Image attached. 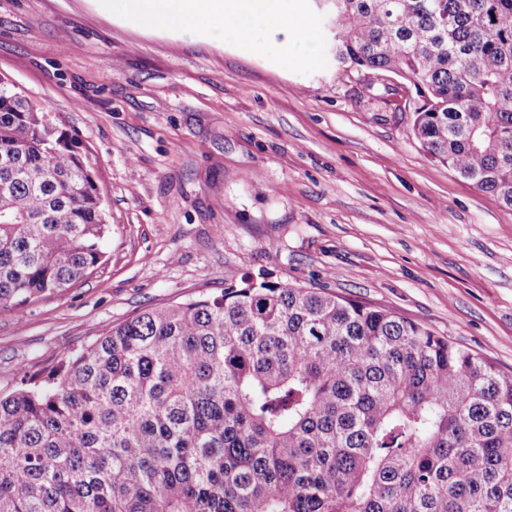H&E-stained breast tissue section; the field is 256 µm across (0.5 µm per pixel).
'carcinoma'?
Here are the masks:
<instances>
[{"instance_id":"carcinoma-1","label":"carcinoma","mask_w":512,"mask_h":512,"mask_svg":"<svg viewBox=\"0 0 512 512\" xmlns=\"http://www.w3.org/2000/svg\"><path fill=\"white\" fill-rule=\"evenodd\" d=\"M336 63L415 90L425 154L512 209V0H325ZM79 141L0 79V309L109 232ZM0 512H512V375L265 274L145 309L0 397Z\"/></svg>"}]
</instances>
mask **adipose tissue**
Instances as JSON below:
<instances>
[{
  "instance_id": "ef3b65f1",
  "label": "adipose tissue",
  "mask_w": 512,
  "mask_h": 512,
  "mask_svg": "<svg viewBox=\"0 0 512 512\" xmlns=\"http://www.w3.org/2000/svg\"><path fill=\"white\" fill-rule=\"evenodd\" d=\"M106 17H119L147 33L176 35L192 29L216 47L231 42L262 54L267 34L284 35L286 58L319 61L313 21L293 16L283 0H90Z\"/></svg>"
}]
</instances>
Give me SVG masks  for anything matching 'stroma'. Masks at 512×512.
<instances>
[{"instance_id":"stroma-1","label":"stroma","mask_w":512,"mask_h":512,"mask_svg":"<svg viewBox=\"0 0 512 512\" xmlns=\"http://www.w3.org/2000/svg\"><path fill=\"white\" fill-rule=\"evenodd\" d=\"M187 30L147 35L83 0H0V79L89 158L111 232L65 293L0 310V395L150 306L248 273L421 323L512 373V209L430 159L407 115L337 65Z\"/></svg>"}]
</instances>
